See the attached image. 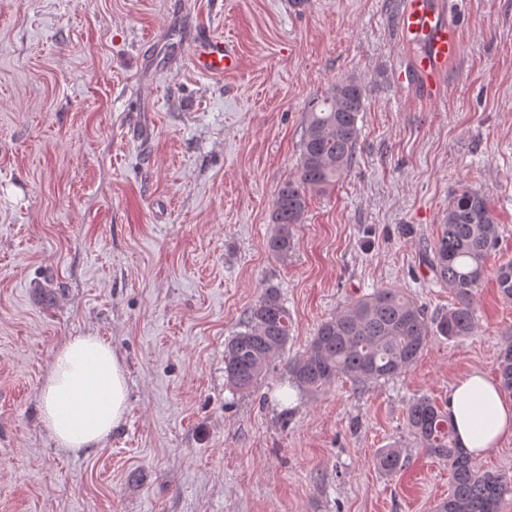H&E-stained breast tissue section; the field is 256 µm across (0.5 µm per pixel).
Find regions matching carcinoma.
I'll return each instance as SVG.
<instances>
[{
	"label": "carcinoma",
	"instance_id": "cac0c4a2",
	"mask_svg": "<svg viewBox=\"0 0 512 512\" xmlns=\"http://www.w3.org/2000/svg\"><path fill=\"white\" fill-rule=\"evenodd\" d=\"M366 92L356 79L339 81L313 99L305 114L300 160L295 175L274 198L271 221L276 224L269 249L287 259L293 249L291 227L304 220L308 195L336 185L351 168L359 138L360 112ZM499 239L498 222L485 195L465 189L443 217L437 237L425 257L434 282L450 290L454 306L431 324L424 308L399 288H377L323 320L305 350L286 365L292 388L300 393L326 390L339 378L357 385L389 381L406 371L436 336H470L476 328V299L486 273L488 253ZM496 280L502 297L512 300V262L501 265ZM292 320L281 290L265 285L237 332L224 345V375L239 394L251 393L286 349ZM503 392L512 394V345L498 358ZM406 425L422 450L448 465L451 488L435 512H502L512 497V475L480 471L460 446L454 426L435 400L413 399ZM376 468L392 475L406 466L395 445L375 456Z\"/></svg>",
	"mask_w": 512,
	"mask_h": 512
}]
</instances>
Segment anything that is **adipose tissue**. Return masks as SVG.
Masks as SVG:
<instances>
[{
	"mask_svg": "<svg viewBox=\"0 0 512 512\" xmlns=\"http://www.w3.org/2000/svg\"><path fill=\"white\" fill-rule=\"evenodd\" d=\"M41 420L58 447L73 453L102 447L124 420L125 367L98 336L65 338L56 348L39 392ZM448 417L468 452L479 456L512 436V402L478 369L448 393Z\"/></svg>",
	"mask_w": 512,
	"mask_h": 512,
	"instance_id": "ef3b65f1",
	"label": "adipose tissue"
}]
</instances>
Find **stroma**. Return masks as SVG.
Returning <instances> with one entry per match:
<instances>
[{
  "label": "stroma",
  "instance_id": "1",
  "mask_svg": "<svg viewBox=\"0 0 512 512\" xmlns=\"http://www.w3.org/2000/svg\"><path fill=\"white\" fill-rule=\"evenodd\" d=\"M462 53L433 80L403 42L404 0H0V512H431L448 467L406 407L497 375L512 300V0H441ZM201 32L236 70L197 73ZM408 84H399L401 71ZM366 88L354 164L311 194L294 249L268 248L299 163L308 103ZM485 193L500 242L478 326L438 336L399 377L298 395L285 366L317 325L374 289L428 317L454 302L424 248L463 189ZM292 318L254 392H232L224 345L265 284ZM105 338L128 380L124 422L74 455L44 427L39 389L69 336ZM400 444L394 475L377 451Z\"/></svg>",
  "mask_w": 512,
  "mask_h": 512
}]
</instances>
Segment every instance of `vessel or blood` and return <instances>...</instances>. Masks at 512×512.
<instances>
[{"label":"vessel or blood","mask_w":512,"mask_h":512,"mask_svg":"<svg viewBox=\"0 0 512 512\" xmlns=\"http://www.w3.org/2000/svg\"><path fill=\"white\" fill-rule=\"evenodd\" d=\"M398 26L406 39L420 45L416 69L425 77H434L461 51L457 29L444 22L432 0H405ZM191 61L198 72L218 75L236 69L238 57L225 39L206 34L193 45Z\"/></svg>","instance_id":"vessel-or-blood-1"}]
</instances>
